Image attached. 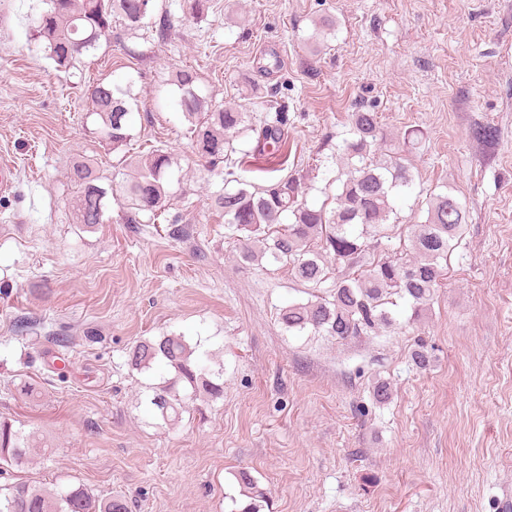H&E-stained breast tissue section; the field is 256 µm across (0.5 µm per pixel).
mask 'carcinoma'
<instances>
[{
    "instance_id": "obj_1",
    "label": "carcinoma",
    "mask_w": 512,
    "mask_h": 512,
    "mask_svg": "<svg viewBox=\"0 0 512 512\" xmlns=\"http://www.w3.org/2000/svg\"><path fill=\"white\" fill-rule=\"evenodd\" d=\"M45 4L32 20L33 31L60 71L69 70L97 49L101 37L115 24L131 33L155 24L153 0H45ZM198 81L191 69H176L170 77L189 124L193 151L210 170L224 175V191L211 198L212 205L224 214L243 260L252 262L267 254L276 262H286L295 281L309 290L307 302H294L281 310L282 328L329 336L338 342L373 336L380 328L397 323L395 308L402 302L412 310L410 320H419L447 275L448 258L465 231V213L458 200L450 193L429 198L425 222L408 225L409 245L364 270L362 260L369 245L395 226L391 221L395 195L412 183L401 158L383 152L386 134L376 113L350 116V137L338 146L346 178L336 195V208L329 212L309 205L300 194L298 178L291 175L253 190L235 176L240 160L232 158V138L250 131L255 135L253 152L273 155L281 151L286 145L282 129L286 105H278L275 121L257 126L250 113L212 104L200 96ZM88 93L100 139L112 151L121 150L130 139L128 91L98 82ZM123 164L134 168L121 185L125 222L142 224L154 219L169 194L172 154L155 147L124 159ZM101 180L89 162L73 167L74 223H104L108 190ZM333 263L343 267L345 274L334 288L320 295ZM195 351L183 336L141 340L132 346L129 359L134 369L148 371L162 361L174 372L173 378L153 388L147 400L155 420L168 425L181 419L185 404L178 389L181 383L194 393L202 391L212 397L223 392V384L214 381V373L194 356ZM36 443L34 434L0 420V474L25 468ZM237 480L249 499L241 512H260L263 489L246 470L238 472ZM0 512H128V504L119 495L100 498L82 484L51 488L22 481L0 485Z\"/></svg>"
}]
</instances>
